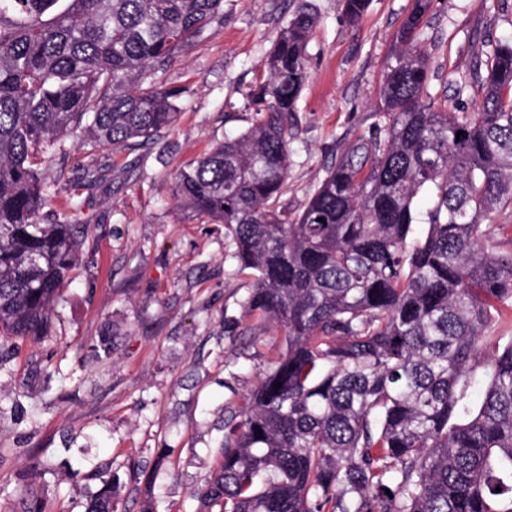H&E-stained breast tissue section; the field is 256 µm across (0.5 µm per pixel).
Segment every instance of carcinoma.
<instances>
[{"mask_svg": "<svg viewBox=\"0 0 512 512\" xmlns=\"http://www.w3.org/2000/svg\"><path fill=\"white\" fill-rule=\"evenodd\" d=\"M392 38L370 136L291 215L288 137L317 19L302 4L246 92L255 120L175 174L178 207L224 225L254 279L246 316L285 351L227 418L200 512H512V37L473 68L474 112L428 97L432 0ZM224 0H0V346L35 341L85 225L41 221L68 195L49 151H135L176 121L177 58ZM462 135H457V132ZM281 387H276V384ZM261 433H256L255 429ZM501 491H496V488ZM105 480L86 512H115Z\"/></svg>", "mask_w": 512, "mask_h": 512, "instance_id": "obj_1", "label": "carcinoma"}]
</instances>
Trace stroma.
<instances>
[{"label":"stroma","instance_id":"obj_1","mask_svg":"<svg viewBox=\"0 0 512 512\" xmlns=\"http://www.w3.org/2000/svg\"><path fill=\"white\" fill-rule=\"evenodd\" d=\"M318 17L307 45L310 78L289 140L296 214L351 142L375 121L394 32L411 0H368L349 23L344 0H224V23L192 45L169 75L185 87L174 125L132 153L74 144L47 179L79 185L81 258L35 344L0 352V512H24L29 488L45 512H84L118 477L116 512H197L193 491L216 466L224 418L245 408L284 351L274 325L245 317L253 286L238 272L223 225L181 210L174 173L249 127L244 97L301 2ZM512 34V0H433L421 39L428 91L451 112L474 111L480 89L457 83ZM100 172L84 187L83 168Z\"/></svg>","mask_w":512,"mask_h":512}]
</instances>
